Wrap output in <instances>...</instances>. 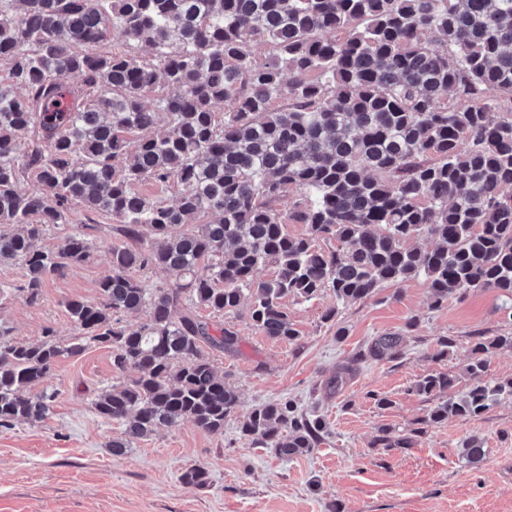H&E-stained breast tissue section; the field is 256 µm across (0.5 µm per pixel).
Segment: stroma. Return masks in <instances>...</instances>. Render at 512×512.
Here are the masks:
<instances>
[{"mask_svg": "<svg viewBox=\"0 0 512 512\" xmlns=\"http://www.w3.org/2000/svg\"><path fill=\"white\" fill-rule=\"evenodd\" d=\"M81 227L95 246L93 260L46 276L36 303L23 292L22 263L0 264V325L13 341L39 343L48 328L62 344L78 337L66 304L97 297L100 281L112 272L110 247L123 240L110 216H90L76 204L40 244L54 249ZM283 306L300 334L297 342L261 334L246 300L226 317L200 310L203 320L234 326L240 342L236 352L208 353L239 395L217 434L186 422L112 455L109 444L123 427L99 418L92 402L103 389L131 380L135 370L115 373L111 348L97 344L59 360L41 384L55 395L51 413L0 428V512H512V397H501L481 416L451 417L424 429L432 403L414 390L418 379L436 372L454 376L458 394L479 380L512 378L509 348L489 354L481 377L466 371L475 357L473 337L512 336L511 298L478 289L435 307L420 276L340 308L328 291L309 301L289 296ZM332 307L335 319L324 321ZM386 333L403 336L397 358L360 362L341 391L328 390L339 367ZM443 337L454 340L444 356L438 353ZM381 397L388 405H378ZM288 400L322 417L329 429L313 452L290 459L241 433L256 407ZM383 433L392 440L411 433L414 443L387 448L376 441ZM471 437L485 450L476 466L460 456ZM194 465L206 469V487L181 481Z\"/></svg>", "mask_w": 512, "mask_h": 512, "instance_id": "stroma-1", "label": "stroma"}]
</instances>
